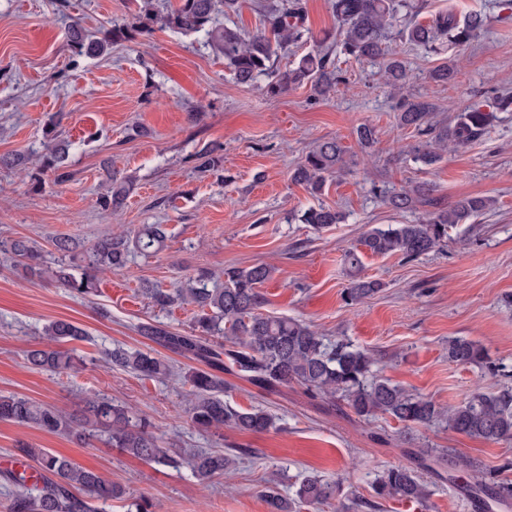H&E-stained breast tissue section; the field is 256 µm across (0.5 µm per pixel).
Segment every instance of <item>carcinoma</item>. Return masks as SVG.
Returning a JSON list of instances; mask_svg holds the SVG:
<instances>
[{
	"instance_id": "1",
	"label": "carcinoma",
	"mask_w": 512,
	"mask_h": 512,
	"mask_svg": "<svg viewBox=\"0 0 512 512\" xmlns=\"http://www.w3.org/2000/svg\"><path fill=\"white\" fill-rule=\"evenodd\" d=\"M133 22L112 27V37L93 39L81 27L69 32L68 43L80 56H100L117 40L155 26L184 34L204 33L215 51L224 56V65L241 86H252L262 77L269 78L267 93L277 96L288 89L311 85L314 96L324 98L336 91L344 80L332 58L337 52L361 63L383 62L386 83L403 89L410 79L407 62L387 56L386 43L398 37L412 45L434 51L448 39L458 47L470 45L481 33L485 20L480 14L462 19L453 11L438 13L427 21L420 20L421 0H332L336 28L326 33L321 43L332 45L302 57L292 68L281 71L275 65L278 53L313 38L306 25L301 0H261L262 28L245 33L235 24H220L217 15L229 16L239 11L240 0H178L159 12L153 0H133ZM458 69L453 61L435 67L432 81L448 84ZM397 124L413 130L418 143L412 147L417 162L435 165L442 152L450 147H465L488 133L492 115L479 108L459 112L448 121L434 120L435 106L427 100L401 98L395 105ZM47 153L41 167L63 180L62 172L69 157L70 144L50 129ZM344 150L331 138L314 144L305 160L292 173V180L313 194L321 193L329 177L344 171ZM108 191L100 196L103 210L116 212L124 207L134 192V183L109 176ZM426 183L386 193V202L397 211L424 209L414 224L373 228L362 238V249L344 253V264L359 274L362 251L373 255L397 254L406 260L426 255L448 238V230L458 224H471L491 209L495 201L485 196L465 197L449 206L432 197ZM344 220L341 212L320 205L301 215V222L322 230ZM167 239L162 224H144L133 237L104 234L90 246L70 236L55 238L60 256L47 265L37 246L27 238L0 241V252L14 259V270L26 277L44 280L88 295L97 290L98 273L119 272L126 268L133 253L156 254ZM275 268L266 264L248 268L224 269V287H209L216 274L207 269L173 288H146L151 303L161 309L174 304L197 308L188 333H174L160 325L143 324L138 331L156 345L192 358L203 364L184 375L191 422L201 429L229 427L239 432L261 433L274 426L263 409H236L224 402V379L218 372L229 371L251 384L267 390L296 382L313 393L338 398L360 417L387 414L411 428L443 421L448 430L488 442L512 441V387L496 391H474L457 405L448 408L420 394L410 393L374 375L376 358L367 350L349 342L334 345L325 342L311 326L288 317L264 314V297L259 286L269 280ZM380 288L374 280L356 278L346 288L344 299L357 303ZM222 334L227 345L215 344L210 337ZM46 344L27 351L29 366L37 370H65L74 367V357L61 345L79 340L83 329L68 320H55L44 328ZM448 360L462 366H479L491 372L497 367L489 361L486 350L476 341L463 337L448 340ZM107 365L133 372L145 379H165L171 365L151 351L115 347L104 352ZM0 421L33 425L50 433L63 434L78 445H92L98 438L122 452L146 463L180 468L189 467L191 476L200 482L226 479L233 474L234 454L229 452L192 453L183 460L164 446L150 423L139 418L110 397L92 395L84 400V420L76 421L58 408L36 403L17 395L0 394ZM40 476L28 483L21 474H12L14 491L10 512H102V504L120 499L125 489L104 481L97 473L72 463L64 456L42 451L36 456ZM461 489L477 497L486 495L499 503L512 501V484L488 483L476 474L468 476ZM339 484L310 476L302 481L295 497L288 498L270 486L264 497L270 512H301L307 507L329 504L336 497ZM374 491L381 499L423 504L429 492L420 475L409 465H393L374 481Z\"/></svg>"
}]
</instances>
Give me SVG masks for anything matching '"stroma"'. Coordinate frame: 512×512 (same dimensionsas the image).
I'll use <instances>...</instances> for the list:
<instances>
[{
	"label": "stroma",
	"mask_w": 512,
	"mask_h": 512,
	"mask_svg": "<svg viewBox=\"0 0 512 512\" xmlns=\"http://www.w3.org/2000/svg\"><path fill=\"white\" fill-rule=\"evenodd\" d=\"M450 9L487 18V29L471 46L446 42L428 52L394 41L389 51L410 65L408 94L434 103L438 118L474 106L494 118L481 140L447 150L425 167L406 153L417 136L398 126L377 66L342 58L346 83L336 94L318 100L300 86L273 97L262 79L236 85L223 56L201 34L156 28L112 44L102 56L71 52L72 23L103 36L130 23L128 0H0V156L31 158L25 171L0 166V239L35 240L50 262L58 257V236L88 244L144 224L168 231L163 251L135 255L123 271L100 274L89 296L21 279L0 256V394L49 403L67 414L81 397L104 394L151 421L175 447L246 451L229 483L202 484L188 470L147 464L102 439L82 448L61 434L0 421V512H7L12 490L5 475L37 467L20 453L22 443L122 485L126 498L107 502L105 512H127L130 500L139 498L150 501L153 512H270L262 496L266 480L291 497L309 475L341 479L340 503L365 512L364 503L375 501L377 474L412 463L416 448L447 450L486 480L512 483V441L490 443L441 424L409 430L383 414L360 417L345 402L314 396L297 383L271 392L225 374V401L263 408L275 425L263 433L204 431L191 423L183 399L187 387L180 374L192 367L191 359L169 353L176 376L145 380L108 367L102 355L117 345L151 349L137 331L143 323L189 331L192 307H153L143 284L170 288L201 269L268 264L275 272L260 287L264 313L298 319L328 342L343 339L372 352L378 375L410 392L445 407L472 391L512 384V110L497 109L491 93L512 90V5L427 0L425 13ZM452 56L456 82L434 83L430 71ZM55 117L71 143L67 176L58 182L48 174L38 184L32 174ZM363 124L376 129L367 149L356 136ZM330 138L343 147L346 168L316 197L290 176L317 141ZM205 149L222 156V175L198 170ZM107 165L135 181L125 208L112 217L98 204ZM422 182L446 206L468 196H488L496 204L476 224L451 228L445 245L416 260L364 254L363 277L382 288L347 304L343 252L371 228L415 222L416 213L392 210L381 192ZM320 203L342 212L344 221L320 231L301 223L302 212ZM59 319L84 331L71 344L76 369L31 370L27 350L42 344L45 326ZM454 337L482 344L502 375L450 362ZM421 476L426 505L382 500L375 512H479L446 469H425Z\"/></svg>",
	"instance_id": "stroma-1"
}]
</instances>
